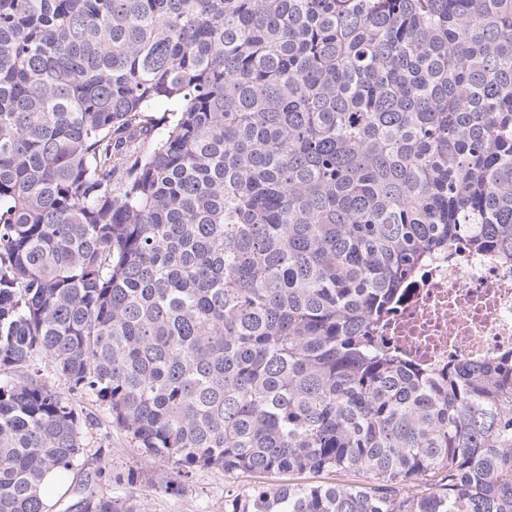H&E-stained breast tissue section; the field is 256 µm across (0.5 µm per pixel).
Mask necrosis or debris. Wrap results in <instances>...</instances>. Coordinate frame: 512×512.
Here are the masks:
<instances>
[{
    "label": "necrosis or debris",
    "instance_id": "obj_1",
    "mask_svg": "<svg viewBox=\"0 0 512 512\" xmlns=\"http://www.w3.org/2000/svg\"><path fill=\"white\" fill-rule=\"evenodd\" d=\"M421 373L512 352V260L460 246L430 255L379 329Z\"/></svg>",
    "mask_w": 512,
    "mask_h": 512
}]
</instances>
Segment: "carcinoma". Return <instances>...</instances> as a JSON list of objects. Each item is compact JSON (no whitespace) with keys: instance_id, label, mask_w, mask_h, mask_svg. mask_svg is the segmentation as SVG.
<instances>
[{"instance_id":"cac0c4a2","label":"carcinoma","mask_w":512,"mask_h":512,"mask_svg":"<svg viewBox=\"0 0 512 512\" xmlns=\"http://www.w3.org/2000/svg\"><path fill=\"white\" fill-rule=\"evenodd\" d=\"M459 242L512 257V0H0V512H138L78 394L290 476L224 512H512V355L371 335Z\"/></svg>"}]
</instances>
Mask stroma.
<instances>
[{
    "instance_id": "obj_1",
    "label": "stroma",
    "mask_w": 512,
    "mask_h": 512,
    "mask_svg": "<svg viewBox=\"0 0 512 512\" xmlns=\"http://www.w3.org/2000/svg\"><path fill=\"white\" fill-rule=\"evenodd\" d=\"M77 402L92 419L84 440L89 455L84 468L95 476L98 466L115 473H134L132 482L109 487V494L137 503L140 512H224L227 492L254 485L255 479L228 474L217 469L195 471L180 493L167 492L165 483L175 476L173 460L147 455L92 397L79 396Z\"/></svg>"
}]
</instances>
